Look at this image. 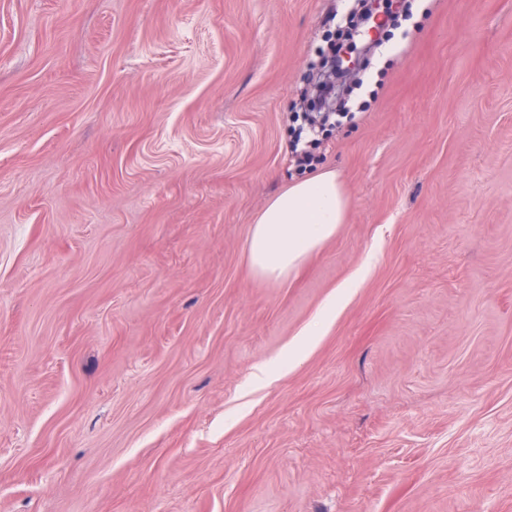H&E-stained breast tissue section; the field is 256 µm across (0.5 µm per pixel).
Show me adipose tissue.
Masks as SVG:
<instances>
[{
	"label": "adipose tissue",
	"mask_w": 512,
	"mask_h": 512,
	"mask_svg": "<svg viewBox=\"0 0 512 512\" xmlns=\"http://www.w3.org/2000/svg\"><path fill=\"white\" fill-rule=\"evenodd\" d=\"M348 202L335 172L326 171L295 181L261 212L251 228L248 258L267 280L286 278L345 223ZM362 280L354 275L331 293L317 315L286 349L283 360L298 364L318 336L333 322L337 310Z\"/></svg>",
	"instance_id": "obj_1"
}]
</instances>
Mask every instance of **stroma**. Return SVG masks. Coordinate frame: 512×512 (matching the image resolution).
I'll list each match as a JSON object with an SVG mask.
<instances>
[{
    "label": "stroma",
    "instance_id": "stroma-1",
    "mask_svg": "<svg viewBox=\"0 0 512 512\" xmlns=\"http://www.w3.org/2000/svg\"><path fill=\"white\" fill-rule=\"evenodd\" d=\"M410 3L316 150L345 224L269 281L353 0H0V512H512V0ZM355 112H305L302 115L303 123L298 130L294 129V138L289 143V149L294 158L295 165L299 171H305L313 167L317 161L314 150L320 143L317 138L327 126L339 127L344 120H353ZM302 134L309 138L304 146L300 147ZM367 266L358 271L348 281L340 285L336 291L331 293L325 304L317 315L303 329L299 337L291 343L283 355V361L288 363V368L294 367L312 349L317 337L321 336L324 330L333 322L336 311L353 293L363 279Z\"/></svg>",
    "mask_w": 512,
    "mask_h": 512
}]
</instances>
